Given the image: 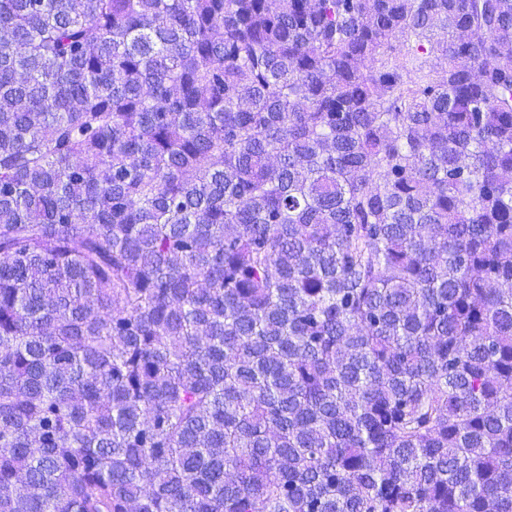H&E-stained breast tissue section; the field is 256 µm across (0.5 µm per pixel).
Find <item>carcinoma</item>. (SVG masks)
<instances>
[{"label": "carcinoma", "mask_w": 512, "mask_h": 512, "mask_svg": "<svg viewBox=\"0 0 512 512\" xmlns=\"http://www.w3.org/2000/svg\"><path fill=\"white\" fill-rule=\"evenodd\" d=\"M0 512H512V0H0Z\"/></svg>", "instance_id": "1"}]
</instances>
